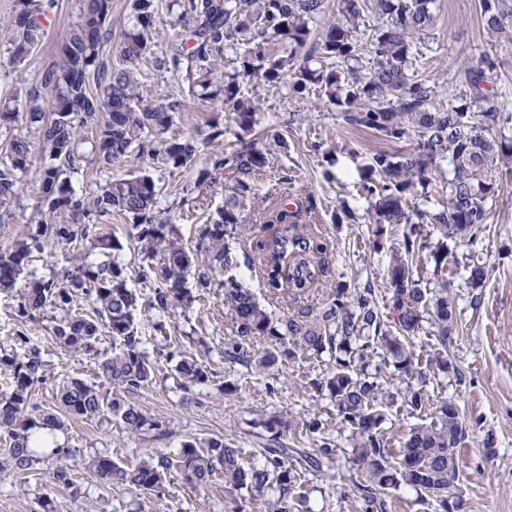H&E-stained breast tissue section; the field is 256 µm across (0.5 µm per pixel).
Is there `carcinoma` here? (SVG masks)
Listing matches in <instances>:
<instances>
[{
	"label": "carcinoma",
	"mask_w": 512,
	"mask_h": 512,
	"mask_svg": "<svg viewBox=\"0 0 512 512\" xmlns=\"http://www.w3.org/2000/svg\"><path fill=\"white\" fill-rule=\"evenodd\" d=\"M434 0H340L339 18L315 42L309 23L326 13L327 0H172L179 7L174 26H188L194 45L172 50L163 66L199 88L203 100L212 97L215 74L232 51V72L221 75L224 105L231 121L249 131L256 124L254 97L244 83L278 86L291 76L289 89L302 93L314 87L322 100L337 107L339 118L363 127L388 144L414 140L407 151L380 149L371 155L360 188L368 202L366 215L375 225L376 239L400 226L402 235L391 249L386 281L396 315L387 324L375 292H350L336 283L321 307L300 308L274 317L232 271L240 265L230 242L246 234L239 195L250 185L238 180V193L224 200L217 218L205 225L197 249L189 252L177 241V229L159 218V188L150 170L124 178H109L95 194L78 197L72 177L85 170L88 156L112 167L133 152L159 158L179 169L198 153L197 139L165 136L181 100L163 96L141 103L137 65L154 53L159 0H133L134 24L123 36L119 61L103 58L112 40L106 21L112 0H83L80 22L67 34L60 60L47 66L40 82L25 90L29 134L0 150V209L16 197L31 171L33 153L42 158L37 171L39 190L47 209L38 212L37 234L0 247V290L18 296L22 317H35L50 307L63 313L53 326L57 342L72 353L89 352L106 332L114 347L98 364V373L112 390L105 393L82 378L63 381L59 404L71 416L93 419L109 414L127 431H156L164 437L163 421L125 398L153 383L159 360L149 354L136 315L139 295L129 288V273L115 258L122 243L109 234H90L89 225L58 224L57 211L75 217L109 219L124 215L136 220L137 242L146 265L137 278L159 286L151 308L164 317L171 308L193 307L212 279L199 277L196 289L187 286L191 268L204 258L209 272L224 276V305L235 318V339L224 346V360L245 363L269 372L283 361L327 358L331 369L314 382L326 393L340 425L353 436V461L365 484H357L359 512H387L390 493L400 486L416 492L422 503L448 510V488L459 474L457 448L465 436L458 405L430 403L427 387L455 369L448 357V340L457 328L455 301L448 292L450 246H471L488 219V203L498 195L499 169L512 164V135L495 136L502 120L497 84L500 63L493 51L501 41L512 42V0H480V18L492 48L470 58L458 73L459 90L436 95L429 81L414 75L422 46L432 29ZM377 25L364 27V14ZM42 0H16L3 29L12 58L22 61L43 34ZM280 45L288 54L272 58L269 47ZM371 56L364 71L353 63L362 50ZM268 145L244 143L213 164L249 176L269 164ZM415 200L417 204L409 206ZM296 212L284 205L273 209L270 224H283L271 244L253 243L246 265L264 268L273 300L293 301L320 289L324 282L327 244L315 236L291 233ZM437 234V242L429 237ZM50 237L70 246L79 239L109 259L81 262L59 286L28 273L33 250ZM433 264L435 282L419 276L416 260ZM86 297L94 309L88 315L77 302ZM434 336V352L422 357L414 339L423 330ZM263 343L261 352L250 349ZM182 386L209 381L210 368L194 355L169 352L166 363ZM9 392L0 395V438L6 443L0 467L23 476L39 460L35 435L56 430L61 421L49 409L31 401L35 386L46 378V364L32 350L20 357L0 356ZM406 381L401 395L407 413L420 420L394 445L384 433L391 394L383 391L381 374ZM336 449L324 440L311 451L287 448L269 439L263 463H246L239 449L216 436L188 439L169 458L121 465L107 455L89 461V468L106 484H120L161 499L167 485L179 476L193 487L205 488L215 475L224 486L247 490L263 501L268 512H311L308 491L297 484V468L320 472L334 463Z\"/></svg>",
	"instance_id": "carcinoma-1"
}]
</instances>
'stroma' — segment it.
Returning <instances> with one entry per match:
<instances>
[{
  "mask_svg": "<svg viewBox=\"0 0 512 512\" xmlns=\"http://www.w3.org/2000/svg\"><path fill=\"white\" fill-rule=\"evenodd\" d=\"M433 10L437 16L434 50L419 65L418 75L443 96L456 90V74L466 54H478L487 35L479 23V0H435ZM48 13L53 27L23 62L13 61L8 43L0 37V113L9 115L8 120H0V145L26 135L21 105L25 89L40 80L45 67L59 57L68 31L80 20L81 0H54ZM139 94L146 102L162 94L182 95L170 74L160 71L147 79ZM251 94L260 101L253 130L226 126L223 137L211 142L206 139L210 126L224 121L220 104L182 95L184 106L170 132L198 135L199 151L181 169L153 161L163 218L176 225L180 245L195 248L200 228L213 222L237 184V174L213 170L214 158L242 140L272 145L268 167L249 179L254 192L241 202L244 219L262 224L266 209L284 197L311 200V210L301 211L297 224L326 239L324 258L330 281L346 284L353 291L374 290L384 320L393 322L384 279L393 239L385 237L382 250H374L375 228L366 218L367 203L359 195L360 171L381 148V140L367 129L345 126L335 107L320 103L317 95H292L286 86L262 84ZM208 168L213 171L211 178L200 181V172ZM41 203L36 182L23 181L10 207L0 210V245L36 231ZM343 204L356 211L357 222L335 223L336 209ZM88 246L85 240L75 250L44 245L33 252L30 268L37 277L62 280L72 270L78 252H88L90 261H98V254L89 252ZM472 251L485 264L487 276L483 287L473 288L462 269L449 274L458 328L448 342V352L456 371L430 385L428 392L431 403L454 401L465 418L457 483L465 512H512V175H503L501 191L474 249H457L458 263H466ZM17 305L16 296L0 294V354L16 352L17 331L29 336L31 347L47 365L46 380L33 391L34 404L54 406L59 386L71 377L100 383L98 363L111 353V337H101L89 354H70L52 334L57 310L46 309L30 320L19 317ZM232 326L224 289L217 284L193 308L167 314L162 326L145 325L143 333L150 348H185L212 371L206 385L184 391L171 365L164 363L148 388L131 395V402L166 420L169 436L159 440L147 431L128 432L108 415L92 420L66 417L57 442L72 451L66 461L69 484L53 479L54 461L47 453L26 477L0 470V512H43L47 500L54 512H261V501L251 500L247 491L225 488L219 476L202 490L176 481L168 495L159 499L105 484L87 464L91 457L103 454L118 463L135 465L161 452L176 453L184 440L217 435L230 438L246 461L257 463L268 439L259 423L272 415L288 420L290 427L281 437L288 447L311 449L326 439L336 448L331 476L312 470L302 476L310 490L312 512H356L354 496L362 472L351 460L350 433L339 424L329 397L314 386L315 379L328 371V364L304 359L285 364L275 373L260 374L226 363L222 351L232 338ZM227 379L240 385V393L226 396L219 392V385ZM314 416L326 419L323 434L306 429V422Z\"/></svg>",
  "mask_w": 512,
  "mask_h": 512,
  "instance_id": "stroma-1",
  "label": "stroma"
}]
</instances>
